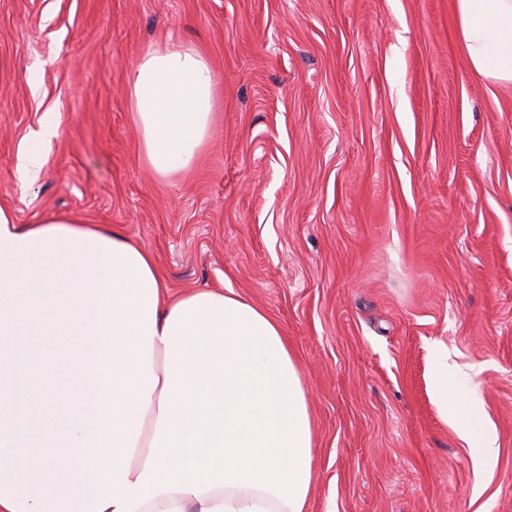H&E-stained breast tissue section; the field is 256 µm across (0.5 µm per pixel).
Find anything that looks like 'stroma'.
<instances>
[{"instance_id": "stroma-1", "label": "stroma", "mask_w": 512, "mask_h": 512, "mask_svg": "<svg viewBox=\"0 0 512 512\" xmlns=\"http://www.w3.org/2000/svg\"><path fill=\"white\" fill-rule=\"evenodd\" d=\"M170 36L210 61L220 110L163 178L125 76ZM0 206L112 226L168 296L266 310L309 406L307 512H512V86L471 68L453 0H0ZM439 349L498 436L478 496ZM57 135V126L52 120L46 121L39 131L33 132L22 164L19 168L20 179L27 183H34L42 168V148L47 140Z\"/></svg>"}]
</instances>
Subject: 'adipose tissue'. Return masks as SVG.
Instances as JSON below:
<instances>
[{
    "instance_id": "ef3b65f1",
    "label": "adipose tissue",
    "mask_w": 512,
    "mask_h": 512,
    "mask_svg": "<svg viewBox=\"0 0 512 512\" xmlns=\"http://www.w3.org/2000/svg\"><path fill=\"white\" fill-rule=\"evenodd\" d=\"M459 43L512 85V0H455ZM216 76L174 38L126 86L157 174L207 140ZM441 415L492 470L498 437L447 353ZM312 432L280 324L234 292L175 300L149 252L76 215L0 207V512H306Z\"/></svg>"
}]
</instances>
